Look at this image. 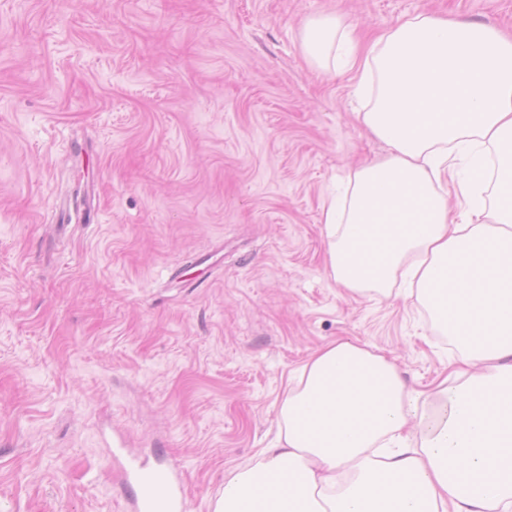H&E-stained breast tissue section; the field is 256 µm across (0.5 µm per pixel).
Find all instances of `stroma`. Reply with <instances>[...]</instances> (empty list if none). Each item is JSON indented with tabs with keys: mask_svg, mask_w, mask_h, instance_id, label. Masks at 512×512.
Instances as JSON below:
<instances>
[{
	"mask_svg": "<svg viewBox=\"0 0 512 512\" xmlns=\"http://www.w3.org/2000/svg\"><path fill=\"white\" fill-rule=\"evenodd\" d=\"M331 11L512 30V0H0V512H128L121 463L159 458L212 512L318 348L423 391L454 359L416 298L324 268V202L387 153L302 54Z\"/></svg>",
	"mask_w": 512,
	"mask_h": 512,
	"instance_id": "obj_1",
	"label": "stroma"
}]
</instances>
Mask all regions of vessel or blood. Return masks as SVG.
<instances>
[{
  "label": "vessel or blood",
  "instance_id": "b4317fda",
  "mask_svg": "<svg viewBox=\"0 0 512 512\" xmlns=\"http://www.w3.org/2000/svg\"><path fill=\"white\" fill-rule=\"evenodd\" d=\"M126 477L140 489L133 504L135 512H180L182 499L174 470L135 465Z\"/></svg>",
  "mask_w": 512,
  "mask_h": 512
}]
</instances>
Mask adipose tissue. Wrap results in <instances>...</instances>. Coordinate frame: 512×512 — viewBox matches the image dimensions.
<instances>
[{
  "instance_id": "ef3b65f1",
  "label": "adipose tissue",
  "mask_w": 512,
  "mask_h": 512,
  "mask_svg": "<svg viewBox=\"0 0 512 512\" xmlns=\"http://www.w3.org/2000/svg\"><path fill=\"white\" fill-rule=\"evenodd\" d=\"M300 46L353 73L357 123L389 148L323 207L332 277L354 295L404 283L458 359L427 393L355 342L322 347L212 512H512V35L417 14L364 42L330 13Z\"/></svg>"
}]
</instances>
